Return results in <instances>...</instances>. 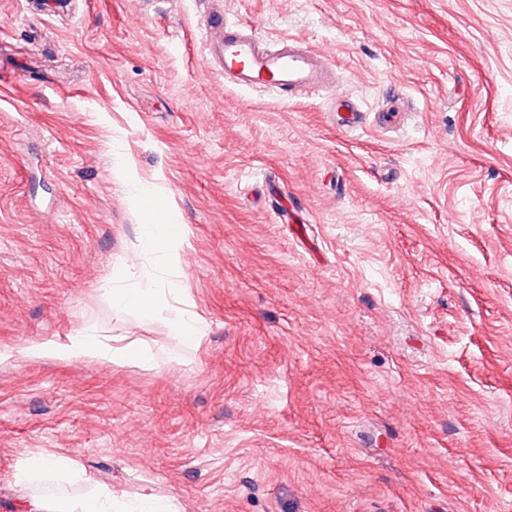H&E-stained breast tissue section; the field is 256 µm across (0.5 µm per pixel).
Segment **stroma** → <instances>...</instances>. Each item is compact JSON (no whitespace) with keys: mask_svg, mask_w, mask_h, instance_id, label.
Returning <instances> with one entry per match:
<instances>
[{"mask_svg":"<svg viewBox=\"0 0 512 512\" xmlns=\"http://www.w3.org/2000/svg\"><path fill=\"white\" fill-rule=\"evenodd\" d=\"M206 7L0 0V346L90 327L158 357L0 368V512H512V0H226L335 61L304 98L209 71ZM138 183L183 236L151 322L103 293ZM53 454L81 479L20 478ZM169 326L170 335L177 337L184 345L197 348L207 334V324L194 313L181 316ZM135 507L134 511L127 508ZM181 512L175 498L169 496H141L134 501L112 492L95 491L81 498L71 512Z\"/></svg>","mask_w":512,"mask_h":512,"instance_id":"1","label":"stroma"}]
</instances>
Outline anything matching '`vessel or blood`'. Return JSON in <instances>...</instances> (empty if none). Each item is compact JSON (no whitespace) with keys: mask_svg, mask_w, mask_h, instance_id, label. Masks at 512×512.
Masks as SVG:
<instances>
[{"mask_svg":"<svg viewBox=\"0 0 512 512\" xmlns=\"http://www.w3.org/2000/svg\"><path fill=\"white\" fill-rule=\"evenodd\" d=\"M205 58L246 90L331 91L336 87L332 60L288 38L267 48L253 26L229 22L223 11H210L201 32Z\"/></svg>","mask_w":512,"mask_h":512,"instance_id":"b4317fda","label":"vessel or blood"}]
</instances>
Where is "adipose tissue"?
<instances>
[{"label": "adipose tissue", "instance_id": "ef3b65f1", "mask_svg": "<svg viewBox=\"0 0 512 512\" xmlns=\"http://www.w3.org/2000/svg\"><path fill=\"white\" fill-rule=\"evenodd\" d=\"M133 198L140 213L136 254L154 256L159 271L171 273L180 264V237L175 232L170 211L152 186H136ZM133 275L132 264H123L118 277L112 280V288L106 289L105 296L117 314L131 312L141 320H152L158 312L157 290L148 284L125 286V279ZM22 354L31 360L52 358L68 361L80 358L143 367L157 363V355L149 344L136 341L109 343L90 329L78 331L64 344L52 341L31 343ZM73 512H180V508L176 499L169 496L150 495L131 501L110 492L95 491L81 498Z\"/></svg>", "mask_w": 512, "mask_h": 512}]
</instances>
